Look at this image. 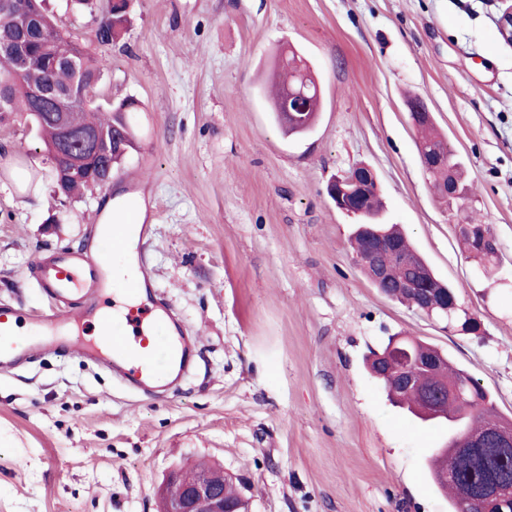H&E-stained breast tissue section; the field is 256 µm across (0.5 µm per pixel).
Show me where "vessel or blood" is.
<instances>
[{
  "label": "vessel or blood",
  "instance_id": "vessel-or-blood-1",
  "mask_svg": "<svg viewBox=\"0 0 512 512\" xmlns=\"http://www.w3.org/2000/svg\"><path fill=\"white\" fill-rule=\"evenodd\" d=\"M150 231L131 201L106 223L94 219L86 244L30 260L49 313L31 315L0 306V368L36 352L75 353L143 388L174 386L188 371L194 349L164 301L146 298L150 287L143 244ZM123 254L134 279L117 284L109 258Z\"/></svg>",
  "mask_w": 512,
  "mask_h": 512
}]
</instances>
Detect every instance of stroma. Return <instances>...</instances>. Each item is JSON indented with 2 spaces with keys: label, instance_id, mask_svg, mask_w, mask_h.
Instances as JSON below:
<instances>
[{
  "label": "stroma",
  "instance_id": "stroma-1",
  "mask_svg": "<svg viewBox=\"0 0 512 512\" xmlns=\"http://www.w3.org/2000/svg\"><path fill=\"white\" fill-rule=\"evenodd\" d=\"M45 0L110 70L102 107L132 97L135 147L110 188L59 202L36 129L0 122V303L45 309L35 250L79 245L108 196L142 201L153 283L196 339L180 387L146 396L77 355L0 370V512H158L166 475L206 460L251 512H448L426 470L446 429L387 400L364 357L387 336L444 351L512 416V46L503 0H133L110 46L90 15ZM293 50L323 91L319 121L284 134L263 87ZM423 98L465 172L443 204L406 94ZM359 163L381 220L404 225L480 335L400 305L349 251L354 219L326 194ZM490 226L492 278L458 242Z\"/></svg>",
  "mask_w": 512,
  "mask_h": 512
}]
</instances>
